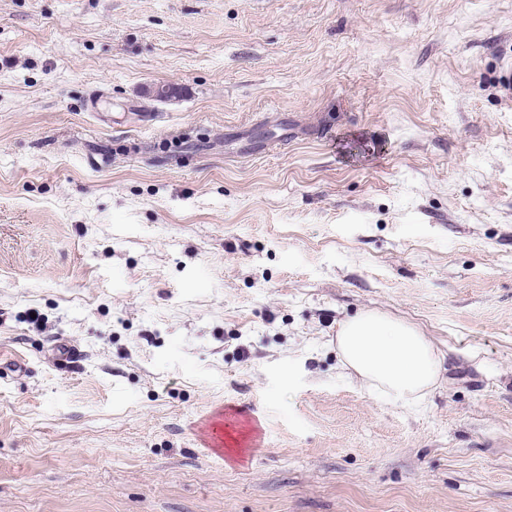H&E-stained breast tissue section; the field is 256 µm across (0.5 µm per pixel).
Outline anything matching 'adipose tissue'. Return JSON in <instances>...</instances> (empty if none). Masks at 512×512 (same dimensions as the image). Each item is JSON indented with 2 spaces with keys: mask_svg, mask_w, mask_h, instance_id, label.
<instances>
[{
  "mask_svg": "<svg viewBox=\"0 0 512 512\" xmlns=\"http://www.w3.org/2000/svg\"><path fill=\"white\" fill-rule=\"evenodd\" d=\"M336 349L358 381L387 400L423 403L440 378L443 357L413 326L363 311L340 323Z\"/></svg>",
  "mask_w": 512,
  "mask_h": 512,
  "instance_id": "obj_1",
  "label": "adipose tissue"
}]
</instances>
